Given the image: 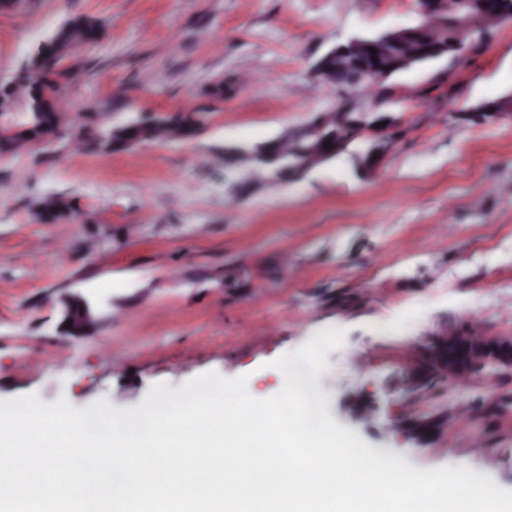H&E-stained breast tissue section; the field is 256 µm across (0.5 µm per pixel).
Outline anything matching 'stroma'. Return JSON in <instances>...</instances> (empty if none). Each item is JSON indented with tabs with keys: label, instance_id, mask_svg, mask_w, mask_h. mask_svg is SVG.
I'll return each mask as SVG.
<instances>
[{
	"label": "stroma",
	"instance_id": "1",
	"mask_svg": "<svg viewBox=\"0 0 512 512\" xmlns=\"http://www.w3.org/2000/svg\"><path fill=\"white\" fill-rule=\"evenodd\" d=\"M82 14L104 28L75 58L70 112L206 119L176 144L76 154L64 133L0 155V399L130 409L208 371L247 375L265 399L276 359L338 328L311 387L339 426L414 469L464 466L512 490V368L423 400L409 382L427 336L474 324L512 340V194L495 190L512 183V20L464 67L399 78L389 148L373 134L305 178L249 185L225 173V146L301 130L337 99L310 91L325 50L416 23L417 0H24L0 15V78ZM49 194L74 208L57 224L37 216ZM65 292L91 304L95 331H62ZM403 419L438 428L410 442L388 430Z\"/></svg>",
	"mask_w": 512,
	"mask_h": 512
}]
</instances>
